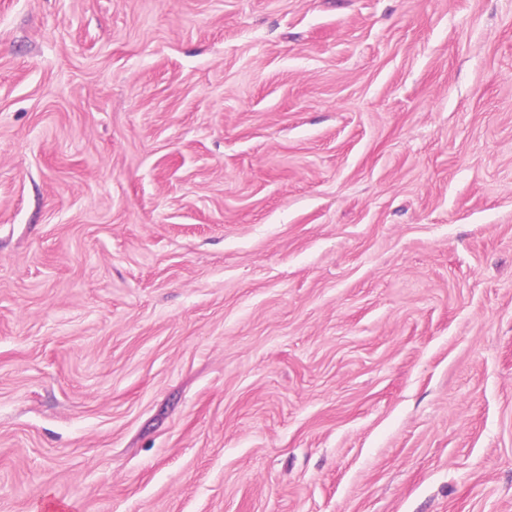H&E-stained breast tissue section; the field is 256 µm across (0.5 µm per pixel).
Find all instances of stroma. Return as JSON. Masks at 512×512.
<instances>
[{
  "label": "stroma",
  "mask_w": 512,
  "mask_h": 512,
  "mask_svg": "<svg viewBox=\"0 0 512 512\" xmlns=\"http://www.w3.org/2000/svg\"><path fill=\"white\" fill-rule=\"evenodd\" d=\"M0 512H512V0H0Z\"/></svg>",
  "instance_id": "obj_1"
}]
</instances>
